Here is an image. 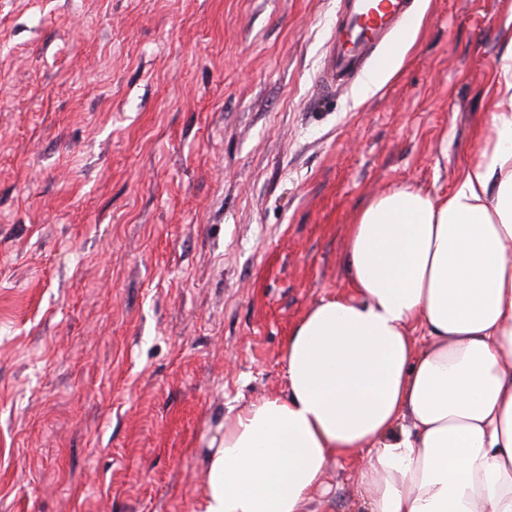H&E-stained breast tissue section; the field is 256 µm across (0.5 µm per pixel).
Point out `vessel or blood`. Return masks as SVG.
I'll return each mask as SVG.
<instances>
[{
  "label": "vessel or blood",
  "instance_id": "b4317fda",
  "mask_svg": "<svg viewBox=\"0 0 512 512\" xmlns=\"http://www.w3.org/2000/svg\"><path fill=\"white\" fill-rule=\"evenodd\" d=\"M412 5L413 0H350L324 62L326 83L342 86L357 76L363 57L378 45L402 39L413 20Z\"/></svg>",
  "mask_w": 512,
  "mask_h": 512
}]
</instances>
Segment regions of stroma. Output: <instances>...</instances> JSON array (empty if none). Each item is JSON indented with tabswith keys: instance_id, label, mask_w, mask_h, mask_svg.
Masks as SVG:
<instances>
[{
	"instance_id": "obj_1",
	"label": "stroma",
	"mask_w": 512,
	"mask_h": 512,
	"mask_svg": "<svg viewBox=\"0 0 512 512\" xmlns=\"http://www.w3.org/2000/svg\"><path fill=\"white\" fill-rule=\"evenodd\" d=\"M340 5L0 0V512H203L225 421L351 294L360 210L476 160L512 0H415L367 97L317 82Z\"/></svg>"
}]
</instances>
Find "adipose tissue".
I'll return each mask as SVG.
<instances>
[{
	"label": "adipose tissue",
	"instance_id": "ef3b65f1",
	"mask_svg": "<svg viewBox=\"0 0 512 512\" xmlns=\"http://www.w3.org/2000/svg\"><path fill=\"white\" fill-rule=\"evenodd\" d=\"M497 76L448 195L399 185L359 213L353 296L296 326L286 395L225 423L204 512H313L330 460L355 452L366 512H512V48Z\"/></svg>",
	"mask_w": 512,
	"mask_h": 512
}]
</instances>
